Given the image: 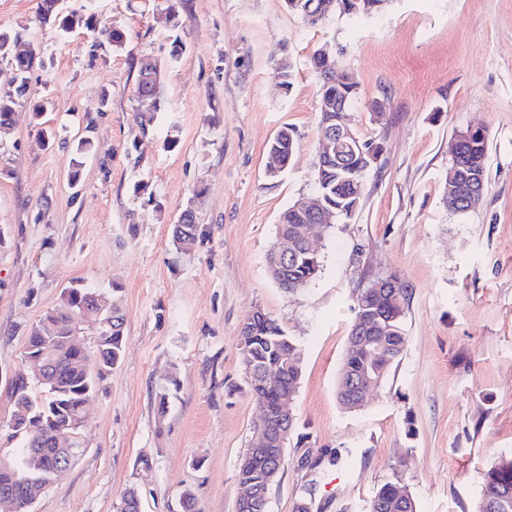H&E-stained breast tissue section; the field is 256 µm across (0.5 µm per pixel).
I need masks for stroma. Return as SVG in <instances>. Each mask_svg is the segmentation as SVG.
<instances>
[{
    "label": "stroma",
    "instance_id": "stroma-1",
    "mask_svg": "<svg viewBox=\"0 0 512 512\" xmlns=\"http://www.w3.org/2000/svg\"><path fill=\"white\" fill-rule=\"evenodd\" d=\"M38 4L0 0V29L22 31L21 49L44 60L0 136V447L11 384L33 377L28 331L64 288L119 300L126 343L87 402L80 455L33 512H116L131 487L141 512H182L187 491L194 512H235L237 464L259 423L238 330L258 309L301 347L296 425L269 512H293L303 496L312 512H367L393 480L418 512H473L482 472L512 454V0H389L372 19L334 13L315 26L283 0H182L175 57L155 0H94L127 34L114 53L92 50L85 30L60 34ZM319 48L355 77L351 127L383 151L355 215L315 239L319 274L289 293L265 258L283 211L314 194ZM146 56L164 65V106L144 136ZM44 101L38 126L31 112ZM470 125L489 130L487 186L457 214L449 145ZM285 126L297 147L270 179L266 145ZM85 137L96 151L74 185L72 149ZM188 206L198 232L184 253L170 226ZM389 273L409 292L405 349L349 411L336 389L353 299ZM170 374L180 389L161 417L155 393ZM336 450L341 462L326 463Z\"/></svg>",
    "mask_w": 512,
    "mask_h": 512
}]
</instances>
